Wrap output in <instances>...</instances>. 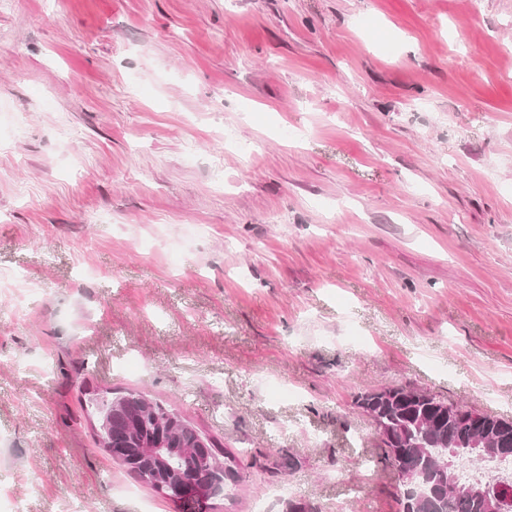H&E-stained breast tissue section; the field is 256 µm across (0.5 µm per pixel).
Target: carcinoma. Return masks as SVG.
<instances>
[{
	"mask_svg": "<svg viewBox=\"0 0 512 512\" xmlns=\"http://www.w3.org/2000/svg\"><path fill=\"white\" fill-rule=\"evenodd\" d=\"M102 448L143 483L181 475L223 486L238 482L236 458L188 421L167 429L172 410L136 391L93 392ZM357 405L385 434L381 462L406 481L402 512H487L485 496L512 495V483L491 485L463 479L454 461L479 460L471 443L482 432L512 460V420L483 413L473 417L466 405L444 402L408 385L362 393Z\"/></svg>",
	"mask_w": 512,
	"mask_h": 512,
	"instance_id": "carcinoma-1",
	"label": "carcinoma"
}]
</instances>
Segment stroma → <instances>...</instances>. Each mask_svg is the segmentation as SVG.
Segmentation results:
<instances>
[{"instance_id": "1", "label": "stroma", "mask_w": 512, "mask_h": 512, "mask_svg": "<svg viewBox=\"0 0 512 512\" xmlns=\"http://www.w3.org/2000/svg\"><path fill=\"white\" fill-rule=\"evenodd\" d=\"M396 385L512 418V0H0V512H177L95 387L400 512Z\"/></svg>"}]
</instances>
